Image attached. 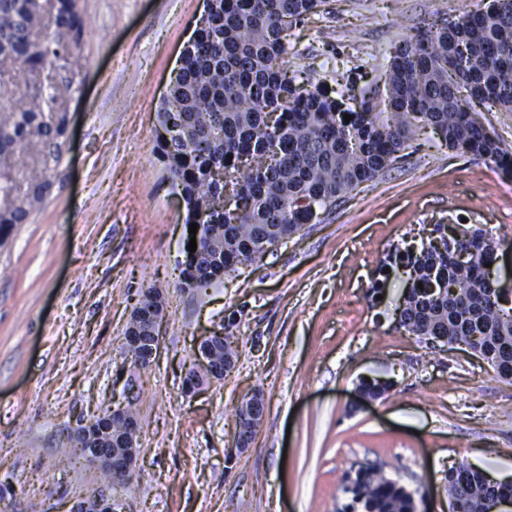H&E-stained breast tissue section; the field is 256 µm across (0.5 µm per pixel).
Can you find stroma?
Returning a JSON list of instances; mask_svg holds the SVG:
<instances>
[{
	"instance_id": "35a3bbf8",
	"label": "stroma",
	"mask_w": 512,
	"mask_h": 512,
	"mask_svg": "<svg viewBox=\"0 0 512 512\" xmlns=\"http://www.w3.org/2000/svg\"><path fill=\"white\" fill-rule=\"evenodd\" d=\"M488 0H330L288 32L287 67L342 62L354 91L382 83L403 39ZM82 68L22 74L0 60V102L55 93L65 153L48 198L0 239V496L8 512H68L86 487L117 512H336L352 463H374L419 512H448L467 460L512 482V380L464 346L426 348L397 320L406 288L368 290L395 246L465 221L499 243L491 277L512 289V174L449 150L419 123L399 158L265 256L185 287V208L157 160V112L206 0H80ZM162 293L156 355L124 347L138 296ZM231 335L233 371L195 391L202 337ZM390 383L357 403L366 379ZM262 422L237 452L236 409ZM135 400L139 456L126 489L73 455L77 420Z\"/></svg>"
}]
</instances>
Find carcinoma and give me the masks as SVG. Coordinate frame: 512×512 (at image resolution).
Here are the masks:
<instances>
[{
    "instance_id": "1",
    "label": "carcinoma",
    "mask_w": 512,
    "mask_h": 512,
    "mask_svg": "<svg viewBox=\"0 0 512 512\" xmlns=\"http://www.w3.org/2000/svg\"><path fill=\"white\" fill-rule=\"evenodd\" d=\"M327 0H212L209 14L183 53L173 88L158 111L163 130L159 160L197 224L193 253L182 270L187 286L221 279L252 264L270 248L297 233L336 201L379 176L405 150L413 121L439 131L448 148L483 158L512 172V151L468 111L459 87L472 96L512 111V0H489L455 21L403 40L391 53L385 74L384 109L362 92L360 105L347 104L345 90L312 88L288 76V29L316 13ZM72 35V63L84 24L77 0H57L54 15L40 0H0V52H8L24 74L51 64L63 46L58 28ZM42 32L39 42L30 34ZM54 95H37L20 107L0 109V234L25 224L54 185L49 163L59 166L65 143L64 112L50 114ZM352 116L345 121L344 116ZM44 147L43 161L15 173L17 151ZM232 186L224 200V181ZM439 237L420 246L395 248L369 289L385 293L387 269L408 275L399 325L420 342L443 338L474 349L495 373L512 380V307L499 303L497 283L486 265L497 245L480 229H466L469 242ZM476 248L461 263L454 248ZM423 288H418V284ZM150 322L132 319L128 336L152 342ZM218 359L237 358L231 336L212 338ZM359 389L378 399L389 386L363 381ZM111 422L95 424L75 448L105 447L95 437ZM448 492L460 512H490L512 498V484L498 483L473 468L448 472ZM338 512H416L412 494L378 468L355 475Z\"/></svg>"
}]
</instances>
